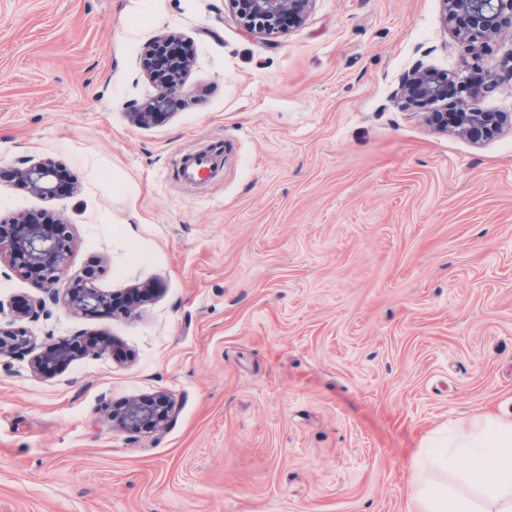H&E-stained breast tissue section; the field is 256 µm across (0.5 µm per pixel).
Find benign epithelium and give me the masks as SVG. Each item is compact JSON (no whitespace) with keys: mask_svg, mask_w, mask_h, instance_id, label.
Listing matches in <instances>:
<instances>
[{"mask_svg":"<svg viewBox=\"0 0 512 512\" xmlns=\"http://www.w3.org/2000/svg\"><path fill=\"white\" fill-rule=\"evenodd\" d=\"M232 11L245 27L259 33L278 32L281 17L291 15L295 23L302 24L310 12L314 0H228ZM446 14L465 16L460 33L462 40L474 43L490 41L512 33V0H443ZM143 69L152 76L161 67L167 77L158 80L159 91L141 111L135 113L139 123L152 121L156 111L176 101L184 87V79L190 68L187 58L165 57L160 60L148 55L142 60ZM496 86L491 75L470 74L458 85L448 84L444 76L430 70L413 71L401 85V95L411 104L417 99L448 100V94L465 92L471 99H478ZM429 122L440 130L453 129L472 139L480 140L499 133L506 125L512 127V113L485 112L475 107L465 112H431ZM55 167L41 162L13 172L24 180L31 190L42 197L53 194ZM70 252L68 223L62 219L38 223L30 216L14 219L0 225V259L18 262V271L53 290L63 293L66 304L77 312L94 315L107 310L109 295L93 284L95 273L90 270L84 279L68 284L65 270ZM36 343L22 328L0 327V356H10L33 351ZM73 354L68 341L62 340L45 345L36 354L31 367L33 372L51 375L59 367L70 362ZM170 406L164 413L157 410V400L142 399L130 402L119 414L112 415V424L129 433H139L149 427L162 425L169 417Z\"/></svg>","mask_w":512,"mask_h":512,"instance_id":"benign-epithelium-1","label":"benign epithelium"}]
</instances>
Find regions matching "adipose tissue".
<instances>
[{"mask_svg": "<svg viewBox=\"0 0 512 512\" xmlns=\"http://www.w3.org/2000/svg\"><path fill=\"white\" fill-rule=\"evenodd\" d=\"M410 472L409 512H512V411L428 433Z\"/></svg>", "mask_w": 512, "mask_h": 512, "instance_id": "ef3b65f1", "label": "adipose tissue"}]
</instances>
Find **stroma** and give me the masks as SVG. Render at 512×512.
Masks as SVG:
<instances>
[{
    "label": "stroma",
    "instance_id": "35a3bbf8",
    "mask_svg": "<svg viewBox=\"0 0 512 512\" xmlns=\"http://www.w3.org/2000/svg\"><path fill=\"white\" fill-rule=\"evenodd\" d=\"M171 34L186 88L143 126ZM468 62L512 113V39L470 50L443 0H314L274 35L228 0H0V222L64 217L68 280L155 289L82 315L0 262L1 325L35 303L36 342L106 345L0 358V512H408L423 436L512 409V129L439 133L398 93ZM204 147L229 155L197 190ZM47 158L53 197L10 175ZM159 394L166 425L112 426ZM222 156L211 150H200L189 154L181 160L177 168V176L186 185H201L213 175L212 169L224 166ZM70 341L62 340L45 345L42 350L36 354L31 367L34 373L42 375H51L59 367L70 362L76 354H71L67 344Z\"/></svg>",
    "mask_w": 512,
    "mask_h": 512
}]
</instances>
